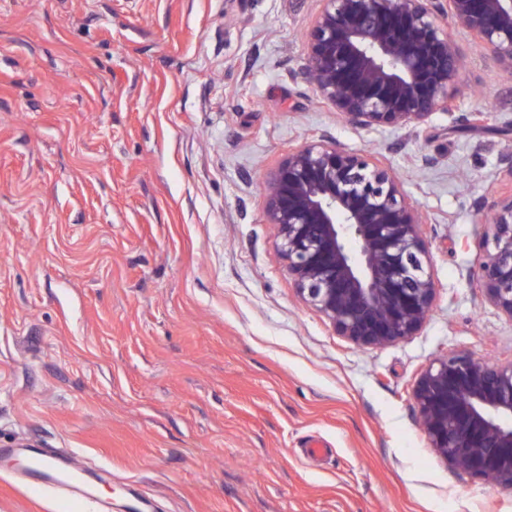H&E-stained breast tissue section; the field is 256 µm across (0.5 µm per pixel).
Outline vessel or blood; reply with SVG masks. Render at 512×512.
Masks as SVG:
<instances>
[{
    "mask_svg": "<svg viewBox=\"0 0 512 512\" xmlns=\"http://www.w3.org/2000/svg\"><path fill=\"white\" fill-rule=\"evenodd\" d=\"M15 453L26 462L20 478L32 492L85 501L95 512H112L111 503L97 501L90 476L73 449L30 442L16 448Z\"/></svg>",
    "mask_w": 512,
    "mask_h": 512,
    "instance_id": "vessel-or-blood-1",
    "label": "vessel or blood"
}]
</instances>
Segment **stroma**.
<instances>
[{"instance_id":"obj_1","label":"stroma","mask_w":512,"mask_h":512,"mask_svg":"<svg viewBox=\"0 0 512 512\" xmlns=\"http://www.w3.org/2000/svg\"><path fill=\"white\" fill-rule=\"evenodd\" d=\"M316 0H0V448H72L129 512H512L431 448L434 359L512 356L473 280L506 186L512 62L448 34L457 113L358 128L301 78ZM327 136L425 215L436 295L359 347L300 299L262 177ZM0 512H83L0 473Z\"/></svg>"}]
</instances>
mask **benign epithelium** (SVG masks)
<instances>
[{"instance_id": "1", "label": "benign epithelium", "mask_w": 512, "mask_h": 512, "mask_svg": "<svg viewBox=\"0 0 512 512\" xmlns=\"http://www.w3.org/2000/svg\"><path fill=\"white\" fill-rule=\"evenodd\" d=\"M318 2L303 71L317 97L361 127H413L451 113L460 59L444 19L490 60H512V0ZM263 192L279 258L338 335L371 347L425 324L436 292L426 218L389 163L323 136L289 150ZM483 223L491 248L477 258L476 285L512 318V195ZM412 398L430 447L453 469L512 490V359L439 358Z\"/></svg>"}]
</instances>
